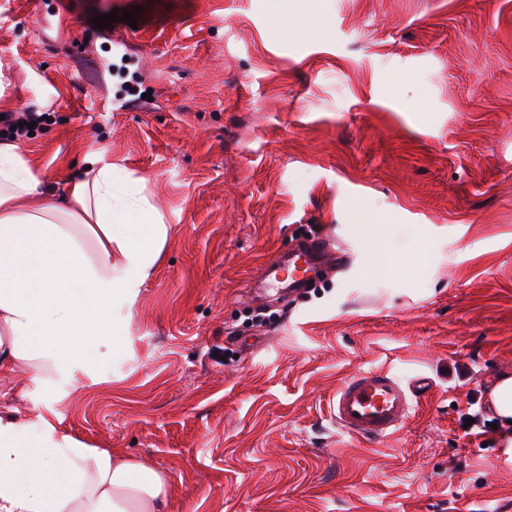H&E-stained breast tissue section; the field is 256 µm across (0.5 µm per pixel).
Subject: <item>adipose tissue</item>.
I'll return each mask as SVG.
<instances>
[{
  "label": "adipose tissue",
  "instance_id": "ef3b65f1",
  "mask_svg": "<svg viewBox=\"0 0 512 512\" xmlns=\"http://www.w3.org/2000/svg\"><path fill=\"white\" fill-rule=\"evenodd\" d=\"M66 193L47 194L13 141L0 140V375L74 389L86 353L110 347L116 308L151 278L169 227L103 152L85 153ZM512 462V373L490 393ZM171 473L61 431L49 412L0 411V512H168Z\"/></svg>",
  "mask_w": 512,
  "mask_h": 512
}]
</instances>
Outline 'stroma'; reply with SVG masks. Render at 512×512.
I'll list each match as a JSON object with an SVG mask.
<instances>
[{
	"label": "stroma",
	"instance_id": "1",
	"mask_svg": "<svg viewBox=\"0 0 512 512\" xmlns=\"http://www.w3.org/2000/svg\"><path fill=\"white\" fill-rule=\"evenodd\" d=\"M0 90L44 183L104 152L170 228L91 376L0 407L170 471L169 512H512V0H0ZM323 234L344 267L248 290ZM369 369L430 384L378 442L333 420ZM46 113L38 112H4L0 113L5 115L4 120H0V132L7 133L12 137H16L18 140L22 137H29L30 131L41 123ZM36 121L34 128L29 127V123ZM20 123H24L23 128H20ZM13 125H16V129H13ZM490 405L497 418V431L505 460L512 462V373H502L490 393Z\"/></svg>",
	"mask_w": 512,
	"mask_h": 512
}]
</instances>
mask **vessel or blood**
<instances>
[{
  "instance_id": "b4317fda",
  "label": "vessel or blood",
  "mask_w": 512,
  "mask_h": 512,
  "mask_svg": "<svg viewBox=\"0 0 512 512\" xmlns=\"http://www.w3.org/2000/svg\"><path fill=\"white\" fill-rule=\"evenodd\" d=\"M335 259L329 242L310 240L289 254L287 261L268 265L264 274L270 283L291 291L310 279L315 261L328 264ZM417 390V385L389 372H359L338 387L334 420L341 431L360 439L388 437L408 419Z\"/></svg>"
}]
</instances>
